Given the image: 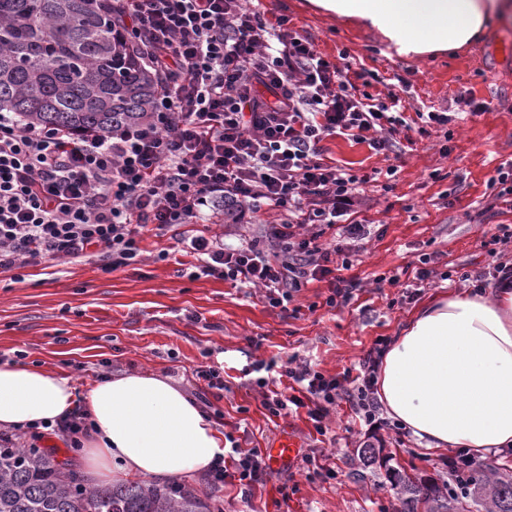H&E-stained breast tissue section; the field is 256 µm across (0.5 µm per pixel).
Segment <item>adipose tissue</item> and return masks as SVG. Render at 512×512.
I'll return each instance as SVG.
<instances>
[{"instance_id": "ef3b65f1", "label": "adipose tissue", "mask_w": 512, "mask_h": 512, "mask_svg": "<svg viewBox=\"0 0 512 512\" xmlns=\"http://www.w3.org/2000/svg\"><path fill=\"white\" fill-rule=\"evenodd\" d=\"M357 19L401 57L455 52L487 26H512V0H311ZM377 395L427 450L485 456L512 446V288L438 295L407 321L385 354ZM82 408L93 429L79 453L87 480L202 475L224 434L170 378L127 372L78 391L63 373L0 361V429L23 431Z\"/></svg>"}]
</instances>
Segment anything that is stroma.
Here are the masks:
<instances>
[{
    "label": "stroma",
    "mask_w": 512,
    "mask_h": 512,
    "mask_svg": "<svg viewBox=\"0 0 512 512\" xmlns=\"http://www.w3.org/2000/svg\"><path fill=\"white\" fill-rule=\"evenodd\" d=\"M274 15L303 27L329 59L349 55L354 69L373 74L372 93H387L393 76L410 80L400 97L406 115L429 108L460 111L466 97L489 103L487 112L468 116L388 161L368 144L327 137L325 154L357 175L386 170L388 192L366 191L356 210L372 224L358 245L350 276L361 290L343 308L325 307L329 284L314 281L296 294L299 314L263 304L247 288L203 274L193 255L179 251L174 229L148 230L137 263L104 271L99 256L59 263L53 271L27 266L0 274V359L43 367L73 378L87 389L101 378L130 371L170 377L188 394L204 393L223 411L217 425L242 447L265 449L285 433L303 448L325 454L331 478L307 477L303 462L272 471L250 501L239 488H211L207 476L185 479L206 492L221 512H395L398 501L388 469L448 481L447 451H425L410 432L387 428L369 432L345 402L330 412L326 435H318L306 413L272 416L263 405L254 366L276 360H305L325 374L357 373L376 339H394L407 319L432 295L470 288L472 276L486 271L483 246L493 225L511 224L512 207L478 220L486 204L487 182L503 162L512 161V30L489 29L456 51L422 58L391 55L381 36L358 21H339L312 8L308 0H264ZM431 256L438 276L430 282L411 273L421 255ZM451 279H441V272ZM398 277L395 286L378 277ZM218 367L223 389H207L195 375L201 366ZM381 448L384 462L362 466L358 452ZM295 485L282 498L283 484Z\"/></svg>",
    "instance_id": "stroma-1"
}]
</instances>
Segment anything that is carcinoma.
Returning <instances> with one entry per match:
<instances>
[{"mask_svg":"<svg viewBox=\"0 0 512 512\" xmlns=\"http://www.w3.org/2000/svg\"><path fill=\"white\" fill-rule=\"evenodd\" d=\"M158 78L112 24V0H0V109L24 122L107 131L151 121ZM464 490L391 471L397 512H512V475L483 464ZM0 512H211L195 490L91 489L53 449L0 447Z\"/></svg>","mask_w":512,"mask_h":512,"instance_id":"1","label":"carcinoma"}]
</instances>
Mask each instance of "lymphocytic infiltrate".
Instances as JSON below:
<instances>
[{"label": "lymphocytic infiltrate", "instance_id": "lymphocytic-infiltrate-1", "mask_svg": "<svg viewBox=\"0 0 512 512\" xmlns=\"http://www.w3.org/2000/svg\"><path fill=\"white\" fill-rule=\"evenodd\" d=\"M113 5L159 80L155 115L146 125L77 134L0 112V273L91 254L114 271L136 260L145 229L183 224L178 243L204 274L259 288L270 307L287 309L308 282L323 280L326 307L349 305L359 283L342 273L352 266L353 243L369 233L352 217L369 178L325 162L321 143L343 135L395 153L414 130L400 96L376 101L352 79L348 57L326 59L258 0ZM230 209L274 211L280 220L236 247L191 232V224L218 223ZM489 243L492 262L477 287L511 285L512 261L498 248L512 243V226L497 225ZM386 347L375 340L351 379L305 361L288 366L289 390L265 396L264 405L275 416L305 410L323 435L331 406L343 400L370 430L384 428L375 374ZM29 433L36 446L53 436L77 448L88 427L75 411ZM269 473L260 449L234 440L209 476L238 482L246 494Z\"/></svg>", "mask_w": 512, "mask_h": 512}]
</instances>
